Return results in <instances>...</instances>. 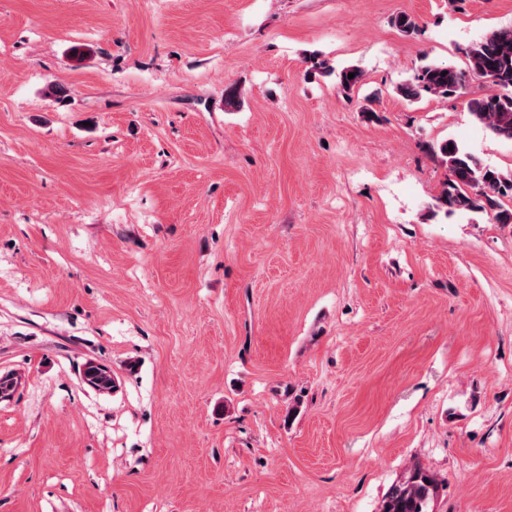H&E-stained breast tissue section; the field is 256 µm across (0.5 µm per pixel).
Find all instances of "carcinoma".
Here are the masks:
<instances>
[{"mask_svg": "<svg viewBox=\"0 0 512 512\" xmlns=\"http://www.w3.org/2000/svg\"><path fill=\"white\" fill-rule=\"evenodd\" d=\"M350 73L354 74L351 79ZM336 79L339 88L348 94L361 82L362 71L345 67ZM397 92L409 102L425 95H465L476 123L498 138L512 140V28L496 29L470 46L465 69L427 63L398 86ZM434 153L449 171L448 180L436 197L437 210L446 216L482 212L498 224H512V208L504 204V198L512 199L511 173L484 163L452 140L439 144ZM80 376L84 385L99 394L116 388L112 371L103 364L86 362ZM436 490L433 476L416 468L389 489L382 512H429Z\"/></svg>", "mask_w": 512, "mask_h": 512, "instance_id": "obj_1", "label": "carcinoma"}]
</instances>
